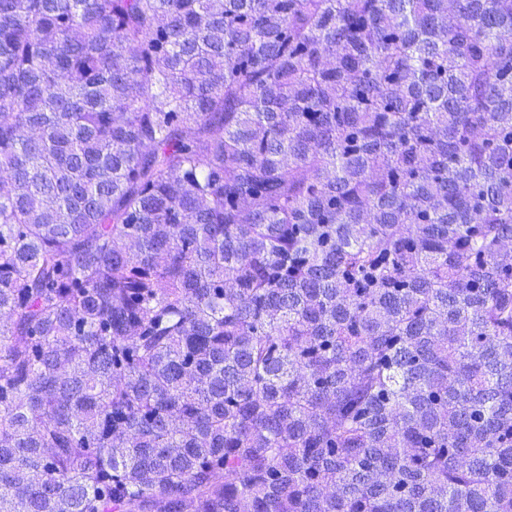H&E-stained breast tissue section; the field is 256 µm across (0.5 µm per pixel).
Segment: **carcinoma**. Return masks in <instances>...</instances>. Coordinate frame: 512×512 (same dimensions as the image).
<instances>
[{"instance_id":"cac0c4a2","label":"carcinoma","mask_w":512,"mask_h":512,"mask_svg":"<svg viewBox=\"0 0 512 512\" xmlns=\"http://www.w3.org/2000/svg\"><path fill=\"white\" fill-rule=\"evenodd\" d=\"M0 512H512V0H0Z\"/></svg>"}]
</instances>
